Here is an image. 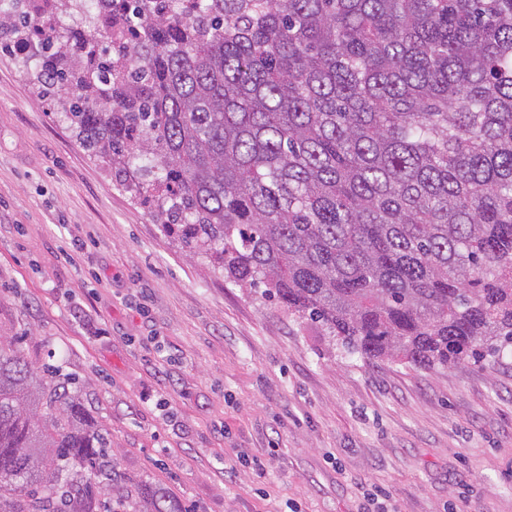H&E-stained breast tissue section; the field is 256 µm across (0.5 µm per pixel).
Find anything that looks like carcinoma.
Instances as JSON below:
<instances>
[{"label": "carcinoma", "instance_id": "cac0c4a2", "mask_svg": "<svg viewBox=\"0 0 512 512\" xmlns=\"http://www.w3.org/2000/svg\"><path fill=\"white\" fill-rule=\"evenodd\" d=\"M0 39L190 254L370 360L512 347V0H9ZM87 19L63 37L57 18ZM0 340V512H182Z\"/></svg>", "mask_w": 512, "mask_h": 512}]
</instances>
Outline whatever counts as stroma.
I'll return each mask as SVG.
<instances>
[{
    "label": "stroma",
    "mask_w": 512,
    "mask_h": 512,
    "mask_svg": "<svg viewBox=\"0 0 512 512\" xmlns=\"http://www.w3.org/2000/svg\"><path fill=\"white\" fill-rule=\"evenodd\" d=\"M20 66L0 50V336L74 374L119 471L186 512H364L377 490L395 512H512V358L330 348L164 236Z\"/></svg>",
    "instance_id": "1"
}]
</instances>
